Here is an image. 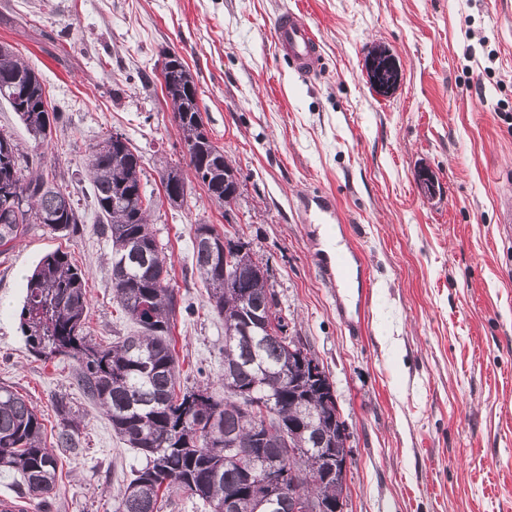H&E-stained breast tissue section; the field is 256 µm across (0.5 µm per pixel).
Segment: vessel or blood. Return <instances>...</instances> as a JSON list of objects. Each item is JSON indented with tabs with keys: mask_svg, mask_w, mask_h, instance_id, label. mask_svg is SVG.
I'll return each instance as SVG.
<instances>
[{
	"mask_svg": "<svg viewBox=\"0 0 512 512\" xmlns=\"http://www.w3.org/2000/svg\"><path fill=\"white\" fill-rule=\"evenodd\" d=\"M274 39L294 72L310 76L320 71L323 50L302 5L287 6L278 12ZM301 217L307 224H332L342 220L335 199L326 193L305 204ZM316 263L323 281L333 290L336 311L349 333L363 334L371 289L368 264L362 251L351 244L342 252L317 254Z\"/></svg>",
	"mask_w": 512,
	"mask_h": 512,
	"instance_id": "b4317fda",
	"label": "vessel or blood"
}]
</instances>
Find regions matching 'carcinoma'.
Returning <instances> with one entry per match:
<instances>
[{"label": "carcinoma", "mask_w": 512, "mask_h": 512, "mask_svg": "<svg viewBox=\"0 0 512 512\" xmlns=\"http://www.w3.org/2000/svg\"><path fill=\"white\" fill-rule=\"evenodd\" d=\"M164 83L187 166L208 197L231 211L240 173L205 133L196 83L174 52L166 55ZM0 98L35 138L50 140L62 114L47 101L39 73L8 43L0 44ZM87 171L101 229L112 243V298L137 332L110 346L93 341L85 274L60 250L42 257L27 278L20 329L36 357L75 361L84 395L106 411L115 434L144 455L146 464L123 487L115 512H161V494L174 489L212 512H224V503L235 495V512H293L292 490L273 494L261 507L254 493L274 475L277 461L288 464L290 478L323 467L321 444L336 405L313 398L303 408L289 396L282 379L288 350L281 335L268 331L276 293L260 275L262 262L252 258L238 233L194 226V267L211 311L224 319V395L207 385L176 393L169 336L182 299L149 224L152 194L139 192L141 158L130 140L114 142L109 135L91 147ZM80 223L66 188L30 171L27 154L11 134L0 132V253L30 224L68 236ZM241 251L250 264L240 263ZM255 314L264 322L254 321ZM59 413L61 426L49 448L36 407L11 386L0 385V472L19 476L28 496L43 501L55 489L57 452L72 449L81 429L67 406ZM282 427L295 433V447L304 449L300 458L283 460L288 448ZM249 447L262 458L247 468L239 455Z\"/></svg>", "instance_id": "obj_1"}]
</instances>
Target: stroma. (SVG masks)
<instances>
[{
  "instance_id": "35a3bbf8",
  "label": "stroma",
  "mask_w": 512,
  "mask_h": 512,
  "mask_svg": "<svg viewBox=\"0 0 512 512\" xmlns=\"http://www.w3.org/2000/svg\"><path fill=\"white\" fill-rule=\"evenodd\" d=\"M306 2L325 56L309 77L275 48L283 0H0V43L40 73L63 115L41 146L0 101V130L83 215L74 236L32 224L0 254V384L46 428L60 399L82 421L51 512H113L143 463L79 390L75 362L34 358L19 322L27 275L61 249L86 274L93 340L136 330L112 299L111 244L86 173L90 146L114 130L142 157L151 228L193 307L172 331L181 387L224 389V321L193 266L192 234L231 223L268 265L288 333L330 375L350 431L348 512H512V239L496 224L512 188V0ZM167 50L189 66L205 127L240 172L232 221L194 177L184 206L163 196L161 174L186 163L159 79ZM380 50L401 73L385 95L367 72ZM320 190L370 264L362 337L318 272L324 225L300 220L301 198Z\"/></svg>"
}]
</instances>
